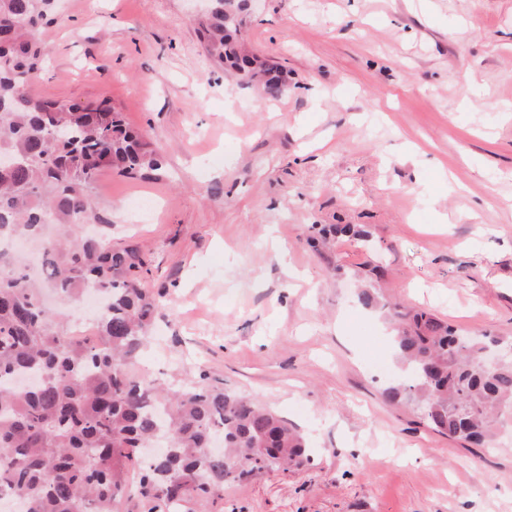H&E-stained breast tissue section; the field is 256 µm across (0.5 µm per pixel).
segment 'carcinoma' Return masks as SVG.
<instances>
[{"label":"carcinoma","mask_w":512,"mask_h":512,"mask_svg":"<svg viewBox=\"0 0 512 512\" xmlns=\"http://www.w3.org/2000/svg\"><path fill=\"white\" fill-rule=\"evenodd\" d=\"M52 0H0V240L43 242L44 281L64 297L104 294L98 341L72 339L63 317L0 249V498L28 512H122L128 470L159 433L165 454L142 461V512H205L224 485L309 461L308 435L255 400L199 381L166 386L129 371L149 340L154 301L140 288L143 262L112 248V221L93 190L105 170L144 176L162 170L158 153L98 105L48 101L32 92L46 47L37 32ZM242 0H211L198 19L210 56L266 98L287 91L281 71L249 57ZM394 343L404 376L383 391L412 402L428 427L452 440H493L497 414L512 406V355L494 367L484 351L512 341L460 336L442 318L402 311Z\"/></svg>","instance_id":"cac0c4a2"}]
</instances>
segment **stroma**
<instances>
[{
  "label": "stroma",
  "instance_id": "obj_1",
  "mask_svg": "<svg viewBox=\"0 0 512 512\" xmlns=\"http://www.w3.org/2000/svg\"><path fill=\"white\" fill-rule=\"evenodd\" d=\"M192 6L59 0L33 90L108 102L163 159L94 190L159 302L132 371L206 376L309 436L301 471L212 512H512V409L481 448L386 401L392 330L356 295L512 341V0H257L243 31L288 74L276 101L206 54Z\"/></svg>",
  "mask_w": 512,
  "mask_h": 512
}]
</instances>
